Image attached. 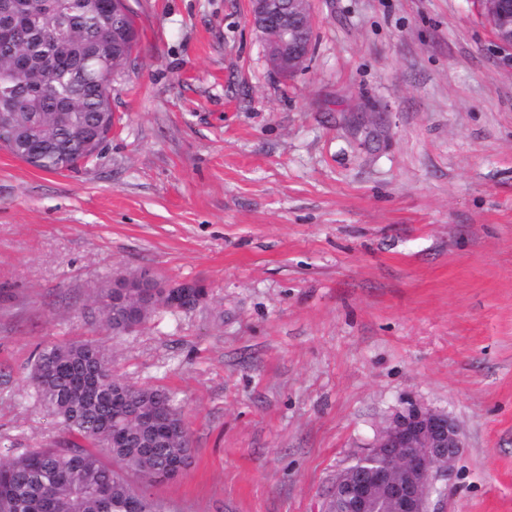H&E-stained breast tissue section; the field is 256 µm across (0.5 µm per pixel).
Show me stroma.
Returning <instances> with one entry per match:
<instances>
[{
  "label": "stroma",
  "mask_w": 512,
  "mask_h": 512,
  "mask_svg": "<svg viewBox=\"0 0 512 512\" xmlns=\"http://www.w3.org/2000/svg\"><path fill=\"white\" fill-rule=\"evenodd\" d=\"M112 133L73 171L0 148V440L63 433L29 383L87 340L166 388L193 464L173 512H318L410 403L466 444L439 512H512V63L476 0H310L273 72L248 0H129ZM152 269L192 310L113 334L95 291Z\"/></svg>",
  "instance_id": "35a3bbf8"
}]
</instances>
